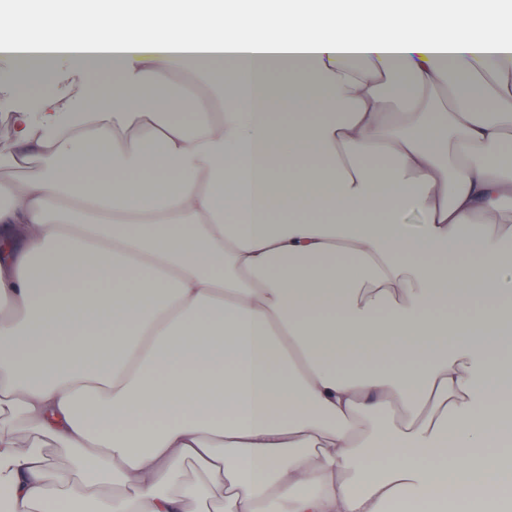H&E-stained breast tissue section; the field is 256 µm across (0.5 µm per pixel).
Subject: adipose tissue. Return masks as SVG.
Returning <instances> with one entry per match:
<instances>
[{
	"label": "adipose tissue",
	"instance_id": "adipose-tissue-1",
	"mask_svg": "<svg viewBox=\"0 0 512 512\" xmlns=\"http://www.w3.org/2000/svg\"><path fill=\"white\" fill-rule=\"evenodd\" d=\"M65 61L114 65L116 99L62 95ZM193 63L224 96L183 86L186 121ZM511 63L500 0L0 11V91L40 103L0 143V512L511 486L512 237L486 230L512 202V92L488 82Z\"/></svg>",
	"mask_w": 512,
	"mask_h": 512
}]
</instances>
